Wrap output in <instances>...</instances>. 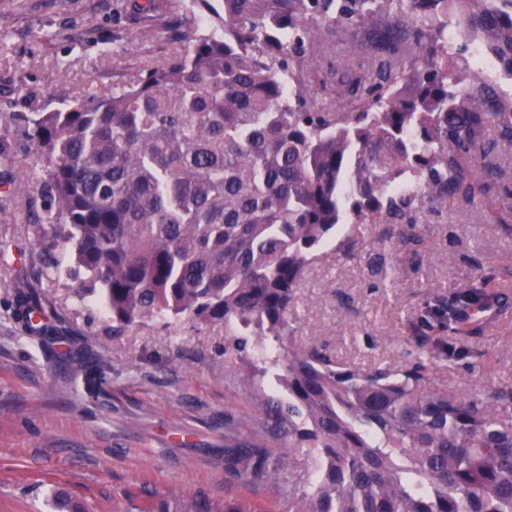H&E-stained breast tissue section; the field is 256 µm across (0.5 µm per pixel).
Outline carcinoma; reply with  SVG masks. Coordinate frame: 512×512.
<instances>
[{"label": "carcinoma", "mask_w": 512, "mask_h": 512, "mask_svg": "<svg viewBox=\"0 0 512 512\" xmlns=\"http://www.w3.org/2000/svg\"><path fill=\"white\" fill-rule=\"evenodd\" d=\"M190 40L147 77L100 97L60 93L25 134L43 165L54 239L87 275L112 331L183 317L254 326L281 343L313 252L344 224L419 243L416 215L470 203L502 175L484 141L512 146V0H192ZM319 42L350 52L336 98H307ZM490 72L465 77L469 57ZM473 287L434 318L467 334ZM12 313L30 337L54 327L34 291ZM358 372L326 347L288 352V401L262 399L267 432L312 459L288 512H512V386L460 396L427 386L436 349ZM251 484L281 474L264 448H230ZM56 512H81L57 491Z\"/></svg>", "instance_id": "1"}]
</instances>
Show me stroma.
<instances>
[{"instance_id": "obj_1", "label": "stroma", "mask_w": 512, "mask_h": 512, "mask_svg": "<svg viewBox=\"0 0 512 512\" xmlns=\"http://www.w3.org/2000/svg\"><path fill=\"white\" fill-rule=\"evenodd\" d=\"M136 0H0V141L12 149L0 167V512H52L66 489L85 512H189L198 498L212 512L225 503L253 512H288L283 480L243 483L226 451L249 443L282 455L311 475L306 456L262 427L256 390L278 400L286 359H260L267 340L255 328L227 330L183 319L113 333L112 320L80 299L79 278L48 268L28 219L41 161L23 133L29 113L52 107L61 89L102 96L146 76L174 51L158 18L140 17ZM495 144L504 176L474 204L452 201L417 219L415 252L382 240L378 229L344 225L351 254L324 248L306 268L291 322L293 345H327L348 366L399 367L418 341L443 342L447 357L430 383L468 396L512 385V149ZM482 286L497 303L468 311L470 336L449 334L432 318L440 297ZM38 291L61 337L40 347L8 311L18 290ZM420 323L418 337L407 326ZM109 369L99 396L66 349Z\"/></svg>"}]
</instances>
